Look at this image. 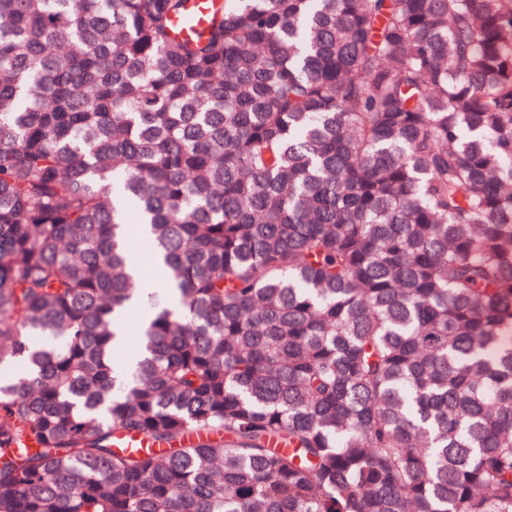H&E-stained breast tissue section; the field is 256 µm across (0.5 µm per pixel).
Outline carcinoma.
Returning a JSON list of instances; mask_svg holds the SVG:
<instances>
[{
	"label": "carcinoma",
	"instance_id": "obj_1",
	"mask_svg": "<svg viewBox=\"0 0 512 512\" xmlns=\"http://www.w3.org/2000/svg\"><path fill=\"white\" fill-rule=\"evenodd\" d=\"M207 9L0 0V512H512V0Z\"/></svg>",
	"mask_w": 512,
	"mask_h": 512
}]
</instances>
